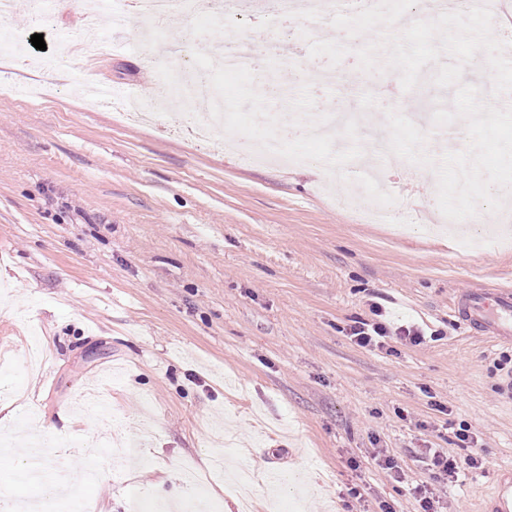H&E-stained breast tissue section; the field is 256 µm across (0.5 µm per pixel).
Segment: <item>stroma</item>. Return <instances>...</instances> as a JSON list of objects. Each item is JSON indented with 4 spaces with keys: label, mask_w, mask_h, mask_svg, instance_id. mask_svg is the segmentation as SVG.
<instances>
[{
    "label": "stroma",
    "mask_w": 512,
    "mask_h": 512,
    "mask_svg": "<svg viewBox=\"0 0 512 512\" xmlns=\"http://www.w3.org/2000/svg\"><path fill=\"white\" fill-rule=\"evenodd\" d=\"M29 0H16L8 24L42 35L47 53L77 45L90 0H50L34 23ZM155 20L129 16L97 24L91 52L61 60L70 80L0 56V404L39 430L59 431L43 447L48 472L69 494L54 512H154L156 503L205 495L208 512H239L232 491L243 468L264 478L251 494L257 512H373L387 502L418 512L412 486L436 489L437 453L458 456L459 425L484 465L448 486L456 512H492L498 482L512 476V347L459 326L458 295L512 287V211L486 213L470 239L426 233L435 219L425 198L437 179L426 168L366 151L384 121L374 111L376 79L340 63L351 101L339 142L282 138L284 120L329 115L339 94L329 84L308 95L303 38H285L267 60L270 73L302 71L285 97L267 95L249 67L215 70L223 88V139L197 142L158 84L169 66L148 32ZM186 68L210 59L199 39L249 38L248 16L221 23L200 16L165 22ZM91 71L95 86L79 74ZM117 88L152 102L153 126L122 122L92 88ZM404 114L454 150L465 125L434 128L431 111L402 93ZM282 138L295 164H251L227 142ZM363 153L361 177L350 160ZM381 222L361 213L380 195ZM383 304L392 326L419 325L425 341L394 353L359 347L356 319ZM101 435L110 447L137 443L138 473L116 457L90 463L84 445ZM384 450L405 472L397 482L373 453ZM40 486L19 479L0 452V512L40 500Z\"/></svg>",
    "instance_id": "obj_1"
}]
</instances>
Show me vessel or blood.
Here are the masks:
<instances>
[{"mask_svg":"<svg viewBox=\"0 0 512 512\" xmlns=\"http://www.w3.org/2000/svg\"><path fill=\"white\" fill-rule=\"evenodd\" d=\"M455 315L492 342L512 345V290L475 289L463 294Z\"/></svg>","mask_w":512,"mask_h":512,"instance_id":"obj_1","label":"vessel or blood"}]
</instances>
